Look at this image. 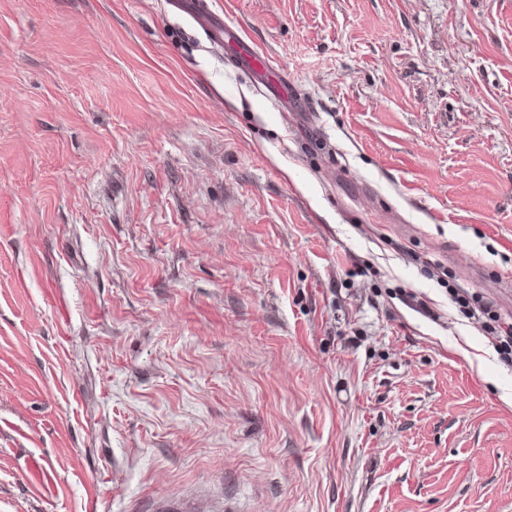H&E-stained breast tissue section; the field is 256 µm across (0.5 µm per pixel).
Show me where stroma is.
I'll list each match as a JSON object with an SVG mask.
<instances>
[{"label":"stroma","mask_w":512,"mask_h":512,"mask_svg":"<svg viewBox=\"0 0 512 512\" xmlns=\"http://www.w3.org/2000/svg\"><path fill=\"white\" fill-rule=\"evenodd\" d=\"M452 287L512 317V0H0V512H512Z\"/></svg>","instance_id":"1"}]
</instances>
